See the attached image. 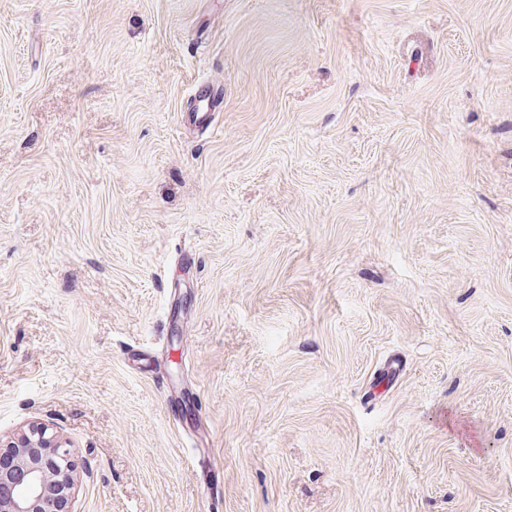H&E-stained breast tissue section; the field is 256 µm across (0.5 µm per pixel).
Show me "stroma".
Wrapping results in <instances>:
<instances>
[{
	"mask_svg": "<svg viewBox=\"0 0 512 512\" xmlns=\"http://www.w3.org/2000/svg\"><path fill=\"white\" fill-rule=\"evenodd\" d=\"M31 422L75 512H512V0H0Z\"/></svg>",
	"mask_w": 512,
	"mask_h": 512,
	"instance_id": "obj_1",
	"label": "stroma"
}]
</instances>
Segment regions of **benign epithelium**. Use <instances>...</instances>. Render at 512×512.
Returning <instances> with one entry per match:
<instances>
[{"label": "benign epithelium", "instance_id": "benign-epithelium-1", "mask_svg": "<svg viewBox=\"0 0 512 512\" xmlns=\"http://www.w3.org/2000/svg\"><path fill=\"white\" fill-rule=\"evenodd\" d=\"M0 447L13 457L0 467V512H63L75 500L80 481L76 452L60 433L31 423Z\"/></svg>", "mask_w": 512, "mask_h": 512}]
</instances>
